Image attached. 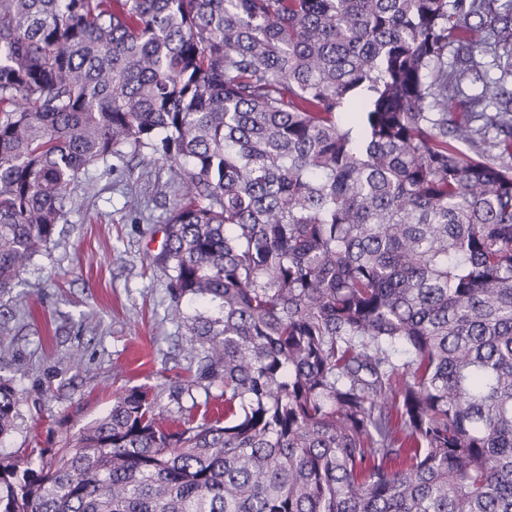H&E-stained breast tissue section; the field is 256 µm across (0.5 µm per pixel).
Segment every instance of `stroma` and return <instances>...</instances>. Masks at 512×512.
I'll use <instances>...</instances> for the list:
<instances>
[{
  "label": "stroma",
  "instance_id": "obj_1",
  "mask_svg": "<svg viewBox=\"0 0 512 512\" xmlns=\"http://www.w3.org/2000/svg\"><path fill=\"white\" fill-rule=\"evenodd\" d=\"M148 170L133 183L123 170L96 173L93 192L0 294V375L27 396L0 456L61 447L123 389L162 391L169 425L223 404L215 386L172 392L188 375L190 338L168 313L167 281L151 257L164 239L157 188L175 173L166 162Z\"/></svg>",
  "mask_w": 512,
  "mask_h": 512
}]
</instances>
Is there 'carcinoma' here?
Listing matches in <instances>:
<instances>
[{
    "instance_id": "1",
    "label": "carcinoma",
    "mask_w": 512,
    "mask_h": 512,
    "mask_svg": "<svg viewBox=\"0 0 512 512\" xmlns=\"http://www.w3.org/2000/svg\"><path fill=\"white\" fill-rule=\"evenodd\" d=\"M511 45L484 0H0V293L92 169L173 162L152 265L224 395L121 392L0 512H512Z\"/></svg>"
}]
</instances>
